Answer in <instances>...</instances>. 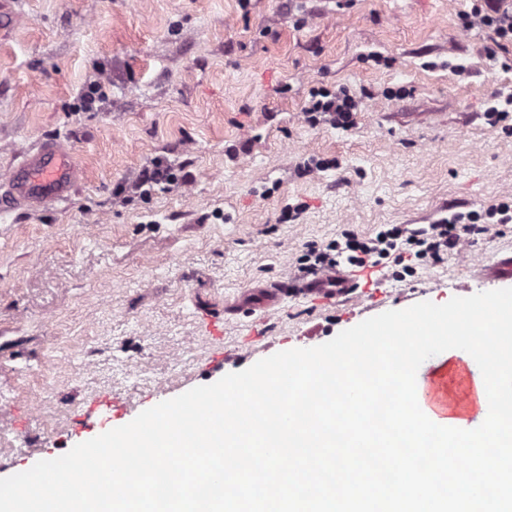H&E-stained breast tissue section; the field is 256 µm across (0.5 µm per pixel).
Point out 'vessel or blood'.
<instances>
[{
	"mask_svg": "<svg viewBox=\"0 0 512 512\" xmlns=\"http://www.w3.org/2000/svg\"><path fill=\"white\" fill-rule=\"evenodd\" d=\"M8 188L0 193V214L20 208H40L67 199L79 184V166L62 146L43 143L25 152L6 177ZM351 276L336 272L318 276L302 284L305 296L334 305L353 294ZM417 399L422 411L435 422H444L466 411L477 397L473 387L461 396L449 397L448 367L439 365L416 380Z\"/></svg>",
	"mask_w": 512,
	"mask_h": 512,
	"instance_id": "vessel-or-blood-1",
	"label": "vessel or blood"
}]
</instances>
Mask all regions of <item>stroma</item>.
Listing matches in <instances>:
<instances>
[{
    "mask_svg": "<svg viewBox=\"0 0 512 512\" xmlns=\"http://www.w3.org/2000/svg\"><path fill=\"white\" fill-rule=\"evenodd\" d=\"M472 0H0V179L59 141L82 180L68 199L0 216V478L70 442L80 410L134 419L388 310L465 296L512 250V223L399 279L391 261L333 308L301 294V260L346 232L418 228L512 204V45L460 28ZM106 82L93 110L90 83ZM349 91L355 123L309 124L315 87ZM169 190L118 185L155 157ZM223 328L236 361L214 357ZM52 385H45V373ZM45 399L47 414L30 412Z\"/></svg>",
    "mask_w": 512,
    "mask_h": 512,
    "instance_id": "stroma-1",
    "label": "stroma"
}]
</instances>
